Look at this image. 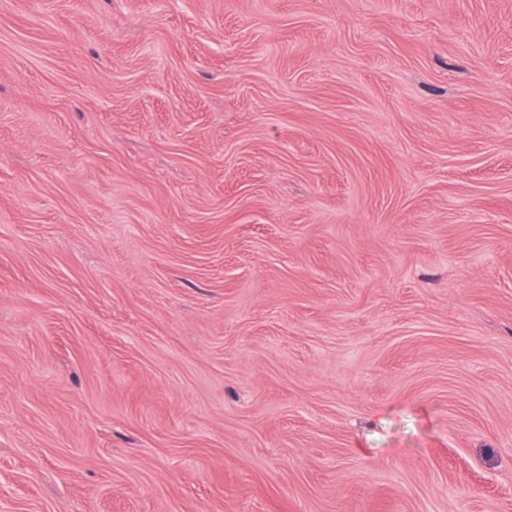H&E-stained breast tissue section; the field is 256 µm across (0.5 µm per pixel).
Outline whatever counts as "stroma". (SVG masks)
Segmentation results:
<instances>
[{"instance_id":"stroma-1","label":"stroma","mask_w":512,"mask_h":512,"mask_svg":"<svg viewBox=\"0 0 512 512\" xmlns=\"http://www.w3.org/2000/svg\"><path fill=\"white\" fill-rule=\"evenodd\" d=\"M0 512H512V0H0Z\"/></svg>"}]
</instances>
